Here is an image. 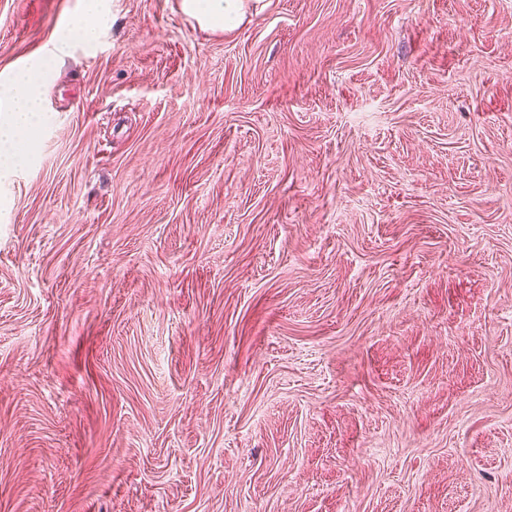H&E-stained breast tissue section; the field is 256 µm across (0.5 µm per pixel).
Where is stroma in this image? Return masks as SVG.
I'll list each match as a JSON object with an SVG mask.
<instances>
[{
    "label": "stroma",
    "mask_w": 512,
    "mask_h": 512,
    "mask_svg": "<svg viewBox=\"0 0 512 512\" xmlns=\"http://www.w3.org/2000/svg\"><path fill=\"white\" fill-rule=\"evenodd\" d=\"M179 2L0 177V512H512V0ZM261 0H182V10L211 30L227 31L237 28L245 19L249 8L254 9Z\"/></svg>",
    "instance_id": "35a3bbf8"
}]
</instances>
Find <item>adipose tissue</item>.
Segmentation results:
<instances>
[{
	"label": "adipose tissue",
	"instance_id": "adipose-tissue-1",
	"mask_svg": "<svg viewBox=\"0 0 512 512\" xmlns=\"http://www.w3.org/2000/svg\"><path fill=\"white\" fill-rule=\"evenodd\" d=\"M112 0H82L79 11L55 34L51 50L33 56L11 80L0 82V175L25 164L24 140L34 139L43 119L45 77L72 43L97 41ZM251 0H182V10L212 30L237 28L245 19Z\"/></svg>",
	"mask_w": 512,
	"mask_h": 512
}]
</instances>
